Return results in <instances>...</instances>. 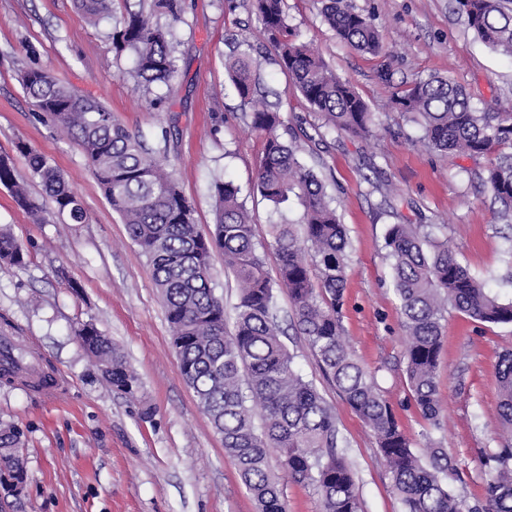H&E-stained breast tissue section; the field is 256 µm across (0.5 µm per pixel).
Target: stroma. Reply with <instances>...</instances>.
<instances>
[{
  "mask_svg": "<svg viewBox=\"0 0 512 512\" xmlns=\"http://www.w3.org/2000/svg\"><path fill=\"white\" fill-rule=\"evenodd\" d=\"M378 28L385 52L374 56L341 41L322 20L318 0H286L287 20L336 75L348 79L376 112L370 140L333 132L308 139L319 118L282 71L261 25L244 5L183 0L179 19L160 16L174 37L177 73L148 87L134 76L133 54L115 55L111 22L93 26L73 0H0V153L12 154L20 181L45 217L37 222L0 187V226L26 249L22 266H0V323L24 348L48 361L68 386L51 401L20 385L0 384V421L27 434L26 486L20 512H256L234 461L184 381L151 268L105 200L79 147L35 112L20 83L37 64L81 94L97 97L114 119L163 157L194 209L201 232L213 228L210 184L216 176L242 188L255 239L266 246L269 276L278 260L269 227L300 223L302 207L273 208L254 193L263 142L225 70L228 38L253 48L266 101L285 123L301 126V156L322 180L350 239L342 309L345 340L391 404L417 447L446 448L460 468L457 490L481 502L485 458L495 441L499 354L512 347V325L483 324L449 312L440 354V427L425 422L409 398L399 302L385 258L388 225L403 217L443 225L458 258L502 300L512 263V226L501 220L475 177L487 158L423 149L420 128L387 107L391 87L443 76L462 85L472 106L496 111L512 101V59L491 50L455 11L454 0H354ZM390 63L389 82L379 72ZM24 141L60 169L86 212L61 222L26 159ZM93 323L124 352L140 391H112L73 329ZM287 344L301 373L336 411L364 512H400L375 438L342 401L303 337ZM150 416H143V408Z\"/></svg>",
  "mask_w": 512,
  "mask_h": 512,
  "instance_id": "1",
  "label": "stroma"
}]
</instances>
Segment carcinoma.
Wrapping results in <instances>:
<instances>
[{"instance_id": "cac0c4a2", "label": "carcinoma", "mask_w": 512, "mask_h": 512, "mask_svg": "<svg viewBox=\"0 0 512 512\" xmlns=\"http://www.w3.org/2000/svg\"><path fill=\"white\" fill-rule=\"evenodd\" d=\"M112 30V49L131 52L138 83L167 84L176 73L170 31L154 18L181 11V0H122ZM324 22L354 49L378 55L381 35L351 0H321ZM457 9L493 51L512 58V0H456ZM85 19L97 25L112 16L114 0H75ZM262 25L267 43L311 110L329 132L368 139L375 113L352 83L337 76L287 23L284 0H246ZM242 105L251 108L250 127L263 137L254 189L274 207L294 196L302 221L269 225L278 277L265 270L263 245L255 240L242 190L216 178L210 186L215 224L201 233L194 210L171 172L144 141L112 119L97 99L75 93L34 64L21 85L37 111L48 117L81 149L106 200L126 224L130 240L149 262L173 334L181 374L224 451L238 469L258 512H286L283 489L271 475V452L288 467L292 481L316 488L322 512H364L355 475L338 451L336 414L313 381L294 364L281 339L275 290L288 289L292 321L314 351L323 374L373 431L401 512H512V349L499 355L497 450L487 456L485 504L470 506L457 492V461L443 448H417L399 425L389 402L359 364L343 336L348 237L323 182L299 155L298 136L280 113L259 98V76L251 56L234 55L226 64ZM393 108L420 126L418 143L435 152L490 156L476 178L500 204L498 216L512 221V110L478 112L465 89L447 77H416L391 97ZM28 160L57 214L85 220L80 201L49 158L24 142L15 145ZM0 186L37 221L41 208L29 199L13 158L0 154ZM433 224H391L385 234L386 259L400 304L406 337L405 374L416 409L430 426L443 417L439 366L448 310L489 324H512V301H503L457 258L448 238L433 236ZM224 254V268L238 283L233 329L227 330L224 303L216 294L211 259ZM23 246L0 229V263L25 264ZM75 334L104 381L133 395L139 382L124 355L92 323ZM30 376L31 387L53 384V367L37 371L14 346L0 348V379L12 383ZM24 432L0 422V488L12 493L26 481L21 448Z\"/></svg>"}]
</instances>
